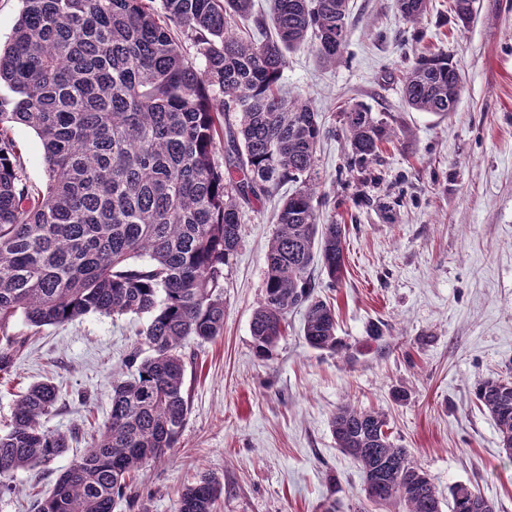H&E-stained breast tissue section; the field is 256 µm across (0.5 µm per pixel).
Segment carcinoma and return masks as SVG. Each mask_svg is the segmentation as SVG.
I'll list each match as a JSON object with an SVG mask.
<instances>
[{
    "label": "carcinoma",
    "mask_w": 512,
    "mask_h": 512,
    "mask_svg": "<svg viewBox=\"0 0 512 512\" xmlns=\"http://www.w3.org/2000/svg\"><path fill=\"white\" fill-rule=\"evenodd\" d=\"M11 39L0 48V373L13 365L17 316L40 330L79 316L147 315L141 332L151 355L130 354L135 373L112 382L109 418L92 444L36 497L34 512H113L138 468L176 447L189 412L182 348L194 337L224 335V266L241 244L243 209L291 183L266 253L264 295L254 310L256 354L267 357L304 310L303 337L339 352L336 311L315 295L308 270L320 259L327 278L343 276L346 225L321 222L311 180L323 133L318 112L286 99L279 81L288 52L314 39L334 65L346 44L348 0H274V36L256 43L229 32L234 17L257 30L252 0H21ZM475 0H453L457 19ZM415 23L427 0H394ZM178 29L203 66L172 36ZM462 82L448 54L414 58L404 95L419 112L454 111ZM40 139L47 185L35 193L17 164L9 127ZM349 166L375 161L393 138L388 122L361 106L343 110ZM224 143L225 165L215 161ZM512 456V379L476 383ZM58 389L31 385L0 432V493L8 479L63 454L74 436L41 419ZM336 448L362 470V492L402 512H441L437 491L408 449L387 432L384 413L351 404L330 420ZM222 493L210 475L187 487L176 512H216ZM451 512L488 503L458 485Z\"/></svg>",
    "instance_id": "carcinoma-1"
}]
</instances>
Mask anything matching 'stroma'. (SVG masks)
I'll list each match as a JSON object with an SVG mask.
<instances>
[{"instance_id":"stroma-1","label":"stroma","mask_w":512,"mask_h":512,"mask_svg":"<svg viewBox=\"0 0 512 512\" xmlns=\"http://www.w3.org/2000/svg\"><path fill=\"white\" fill-rule=\"evenodd\" d=\"M452 0H428L419 23L394 0H350L343 58L323 65L308 49L289 53L280 86L308 98L326 134L317 173L328 195L323 217L346 225L345 269L329 285L311 266L316 294L336 307L341 353L303 338V310L268 358L255 352L250 324L263 297L265 259L285 185L247 208L242 241L224 268V334L188 339L184 389L190 408L168 459L144 466L114 512H175L200 475L224 485L219 512H367L358 463L341 453L329 421L351 402L385 413L388 431L428 474L441 503L458 484L475 487L497 512H512V460L474 384L512 375V0H476L459 25ZM423 51H442L464 73L455 112L410 109L402 73ZM368 108L396 131L378 161L350 170L340 133L342 111ZM28 181L45 188L36 134L15 125ZM146 317L94 313L32 333L0 376V429L19 395L52 380L59 398L44 418L52 432L79 430L67 452L14 473L16 493L0 512H30L83 454L105 422L113 379L142 343ZM381 340L368 336L371 325ZM407 392L405 400L394 397Z\"/></svg>"}]
</instances>
